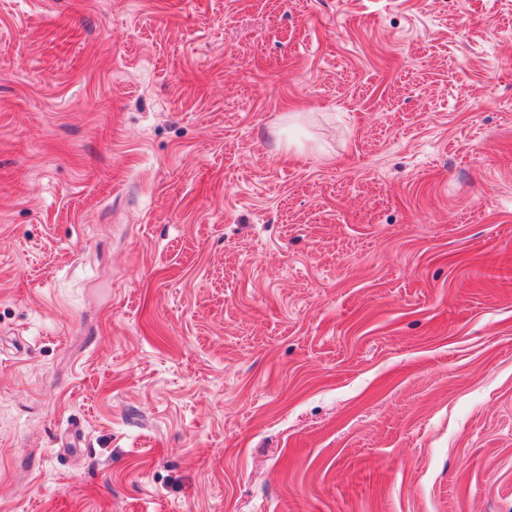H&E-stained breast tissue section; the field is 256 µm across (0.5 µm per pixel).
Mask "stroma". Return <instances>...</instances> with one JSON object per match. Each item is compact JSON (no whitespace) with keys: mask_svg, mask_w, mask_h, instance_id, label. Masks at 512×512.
I'll list each match as a JSON object with an SVG mask.
<instances>
[{"mask_svg":"<svg viewBox=\"0 0 512 512\" xmlns=\"http://www.w3.org/2000/svg\"><path fill=\"white\" fill-rule=\"evenodd\" d=\"M0 512H512V0H0Z\"/></svg>","mask_w":512,"mask_h":512,"instance_id":"stroma-1","label":"stroma"}]
</instances>
